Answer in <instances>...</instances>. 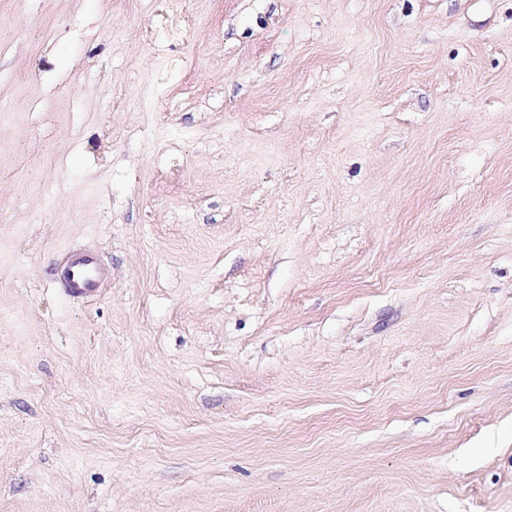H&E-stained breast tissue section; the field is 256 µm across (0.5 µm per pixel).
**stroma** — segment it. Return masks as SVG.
<instances>
[{
	"label": "stroma",
	"mask_w": 512,
	"mask_h": 512,
	"mask_svg": "<svg viewBox=\"0 0 512 512\" xmlns=\"http://www.w3.org/2000/svg\"><path fill=\"white\" fill-rule=\"evenodd\" d=\"M1 211L0 512H512V0H0ZM67 270L62 288L73 297L90 295L102 288L106 271L94 256L73 251L67 258Z\"/></svg>",
	"instance_id": "35a3bbf8"
}]
</instances>
